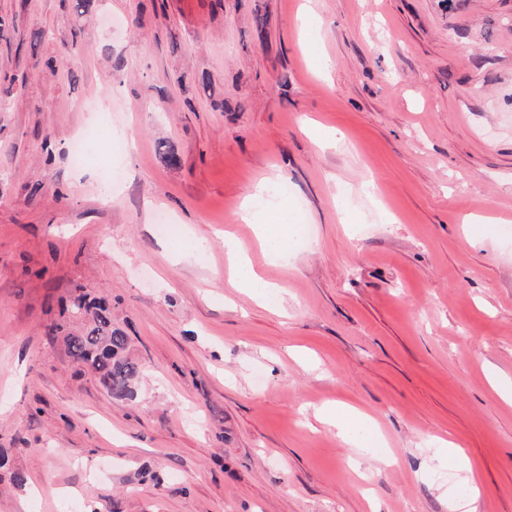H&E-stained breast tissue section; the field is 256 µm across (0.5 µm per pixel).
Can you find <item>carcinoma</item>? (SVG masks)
<instances>
[{"mask_svg":"<svg viewBox=\"0 0 512 512\" xmlns=\"http://www.w3.org/2000/svg\"><path fill=\"white\" fill-rule=\"evenodd\" d=\"M63 310L66 323L52 322L45 327L49 340L61 341L66 355L91 372L108 394L133 398L143 366L131 356L129 336L112 319V302L78 287Z\"/></svg>","mask_w":512,"mask_h":512,"instance_id":"obj_1","label":"carcinoma"}]
</instances>
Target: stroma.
I'll use <instances>...</instances> for the list:
<instances>
[{"mask_svg":"<svg viewBox=\"0 0 512 512\" xmlns=\"http://www.w3.org/2000/svg\"><path fill=\"white\" fill-rule=\"evenodd\" d=\"M2 97L0 452L40 491L0 480V512H512V0H0ZM263 178L276 259L237 218ZM76 284L134 400L48 341ZM332 403L377 432L316 425ZM234 258L236 259L233 263L234 267L243 273L237 282L240 288H246L251 291H256L257 288H272L252 269L247 258L237 254H234Z\"/></svg>","mask_w":512,"mask_h":512,"instance_id":"35a3bbf8","label":"stroma"}]
</instances>
